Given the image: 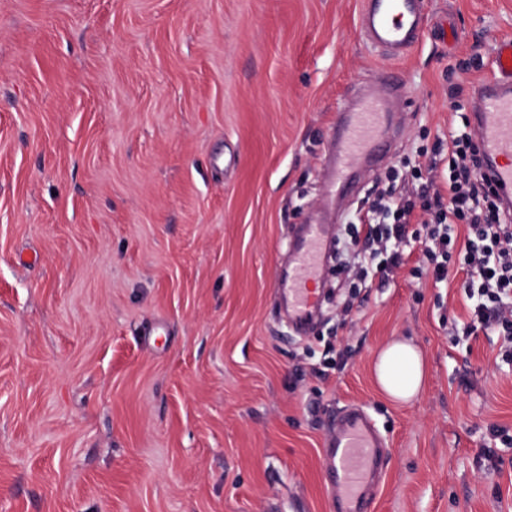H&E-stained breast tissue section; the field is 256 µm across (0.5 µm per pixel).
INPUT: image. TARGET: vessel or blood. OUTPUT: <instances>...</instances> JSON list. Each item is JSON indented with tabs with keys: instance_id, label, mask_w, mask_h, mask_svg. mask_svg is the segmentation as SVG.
I'll return each mask as SVG.
<instances>
[{
	"instance_id": "b4317fda",
	"label": "vessel or blood",
	"mask_w": 512,
	"mask_h": 512,
	"mask_svg": "<svg viewBox=\"0 0 512 512\" xmlns=\"http://www.w3.org/2000/svg\"><path fill=\"white\" fill-rule=\"evenodd\" d=\"M364 46L396 60L412 48L423 30L421 0H364L360 18ZM395 70L379 75L375 89L348 93L324 163L325 178L316 220L288 238V265L276 282L285 316L300 328L315 316L317 284L335 224L334 206L350 189L357 171L374 167L388 148L384 136L405 100ZM468 116L483 157L481 172L497 188L503 208L512 207V40L496 45L491 72L471 94ZM382 443L362 408L340 413L324 444L325 486L336 512H367L369 489L382 465Z\"/></svg>"
}]
</instances>
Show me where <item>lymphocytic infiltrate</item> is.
<instances>
[{
	"label": "lymphocytic infiltrate",
	"instance_id": "obj_1",
	"mask_svg": "<svg viewBox=\"0 0 512 512\" xmlns=\"http://www.w3.org/2000/svg\"><path fill=\"white\" fill-rule=\"evenodd\" d=\"M448 180L436 189H412L393 183L368 210L365 237H351L346 247L361 255L375 247L386 257L382 276L403 264L401 246L412 224L431 258L435 282L464 272L469 320L463 338L493 332L499 350L512 360V216L504 212L498 192L480 172L479 151L469 131L448 135Z\"/></svg>",
	"mask_w": 512,
	"mask_h": 512
}]
</instances>
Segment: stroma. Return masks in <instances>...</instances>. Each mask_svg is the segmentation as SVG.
<instances>
[{
    "label": "stroma",
    "instance_id": "1",
    "mask_svg": "<svg viewBox=\"0 0 512 512\" xmlns=\"http://www.w3.org/2000/svg\"><path fill=\"white\" fill-rule=\"evenodd\" d=\"M363 0H0V512H335L322 455L364 406L387 446L371 512H512V364L451 341L459 288L415 236L393 281L330 280L306 337L276 316L277 256L321 198L327 135L377 76ZM397 61L391 170L447 151L512 0H426ZM351 305L342 316L343 305ZM423 351L400 405L371 362Z\"/></svg>",
    "mask_w": 512,
    "mask_h": 512
}]
</instances>
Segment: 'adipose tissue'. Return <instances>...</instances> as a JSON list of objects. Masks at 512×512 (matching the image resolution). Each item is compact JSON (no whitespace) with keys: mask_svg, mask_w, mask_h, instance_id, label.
I'll return each mask as SVG.
<instances>
[{"mask_svg":"<svg viewBox=\"0 0 512 512\" xmlns=\"http://www.w3.org/2000/svg\"><path fill=\"white\" fill-rule=\"evenodd\" d=\"M374 376L380 391L390 400L407 403L421 392L425 380V360L411 341L392 339L375 357Z\"/></svg>","mask_w":512,"mask_h":512,"instance_id":"ef3b65f1","label":"adipose tissue"}]
</instances>
